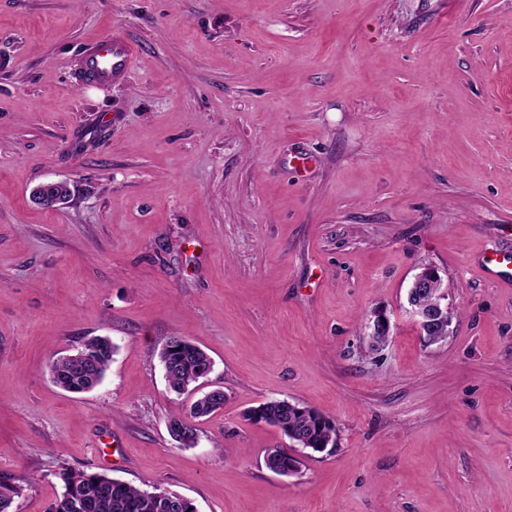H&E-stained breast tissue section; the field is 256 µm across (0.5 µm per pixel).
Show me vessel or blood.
Segmentation results:
<instances>
[{"label":"vessel or blood","mask_w":512,"mask_h":512,"mask_svg":"<svg viewBox=\"0 0 512 512\" xmlns=\"http://www.w3.org/2000/svg\"><path fill=\"white\" fill-rule=\"evenodd\" d=\"M135 50L120 34L97 39L83 59L77 82L109 83L124 79L132 70Z\"/></svg>","instance_id":"vessel-or-blood-1"}]
</instances>
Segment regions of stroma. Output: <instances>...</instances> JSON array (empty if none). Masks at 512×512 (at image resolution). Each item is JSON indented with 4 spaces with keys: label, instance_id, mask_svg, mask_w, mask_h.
Instances as JSON below:
<instances>
[{
    "label": "stroma",
    "instance_id": "1",
    "mask_svg": "<svg viewBox=\"0 0 512 512\" xmlns=\"http://www.w3.org/2000/svg\"><path fill=\"white\" fill-rule=\"evenodd\" d=\"M127 81L77 84L92 41ZM65 180L61 209L33 187ZM512 0H0V477L47 512L65 468L160 487L196 512H512ZM438 269L428 345L407 291ZM391 320L369 354L364 323ZM116 346L93 390L49 363ZM183 336L224 407L158 354ZM331 417L298 474L244 413ZM135 50L121 34L97 39L83 59L77 82L109 83L124 79L132 70ZM45 185L57 186L59 189L53 190L51 193H46L43 191V186ZM73 195L70 183L64 180L40 183L30 192V196L34 203L47 209L61 208L71 201ZM439 273L433 267H424L420 272H418L412 281L411 288L419 289V291H425L423 294H419L416 292V296L413 299L416 302H419L420 305L426 307L427 309H431L434 307V304L438 301V295L443 288H432L434 285V281L438 279ZM441 294L443 295L442 304L438 305L436 309L426 310L424 307L412 306L409 310L414 317L416 323L423 330L424 328H428L429 324L434 320L442 319L444 316H448L447 320L442 322H438L434 325V327L427 331V335L423 337L429 344L438 343L439 341H443L448 337L449 328V315L451 314V310L448 307V293L445 289H442ZM224 390L221 388H215L207 392L209 396L218 397ZM224 406V392L218 398H198L193 402L190 406V409L185 414H181L179 416H174L169 420V433L174 438L176 442L180 444L183 448H193L198 443V433L197 429L193 430H184L183 429V421L191 415L194 418H202L212 415L214 412L219 410ZM192 417H188L185 420V424L196 427V419ZM264 462L266 466L277 464L282 468L283 472L278 467H274L271 471L278 474L282 472V475H291L297 473L299 470L297 464H301V462L298 461L296 457L288 452L287 448H273L268 450L264 456Z\"/></svg>",
    "mask_w": 512,
    "mask_h": 512
}]
</instances>
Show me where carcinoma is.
<instances>
[{
    "label": "carcinoma",
    "mask_w": 512,
    "mask_h": 512,
    "mask_svg": "<svg viewBox=\"0 0 512 512\" xmlns=\"http://www.w3.org/2000/svg\"><path fill=\"white\" fill-rule=\"evenodd\" d=\"M115 345L107 337L89 339L75 355L60 357L50 364L54 383L62 389L80 394L97 386L104 378ZM165 378L172 391L182 394L211 371L209 355L184 337H173L159 353ZM224 406V397L199 398L187 413L169 420V433L183 448L198 443V433L183 429V421L192 416L212 415ZM252 422L280 425L285 436L302 449L313 452H332L336 449L338 431L328 416L286 399L270 400L247 411ZM265 465L282 468L283 474L298 472V460L286 448H273L264 456ZM64 485L61 496L48 512H176L172 508L177 494L158 488L141 490L100 473L65 469L59 473ZM22 487L7 478L0 479V512H10L14 498Z\"/></svg>",
    "instance_id": "carcinoma-1"
}]
</instances>
